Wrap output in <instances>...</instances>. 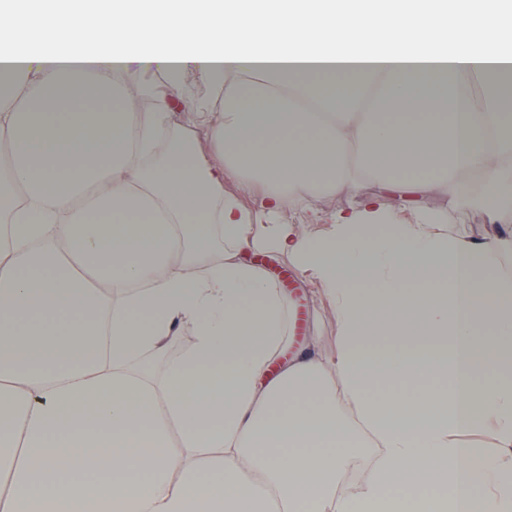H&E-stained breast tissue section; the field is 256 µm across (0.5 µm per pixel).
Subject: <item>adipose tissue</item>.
<instances>
[{
	"instance_id": "obj_1",
	"label": "adipose tissue",
	"mask_w": 512,
	"mask_h": 512,
	"mask_svg": "<svg viewBox=\"0 0 512 512\" xmlns=\"http://www.w3.org/2000/svg\"><path fill=\"white\" fill-rule=\"evenodd\" d=\"M0 150V512H512V458L460 440L512 446V236L456 238L422 207L479 186L512 222V10L0 0ZM326 194L351 203L319 234L278 222ZM267 256L335 307L332 360L291 347ZM184 323L163 384L130 370ZM414 376L448 388L370 390Z\"/></svg>"
}]
</instances>
